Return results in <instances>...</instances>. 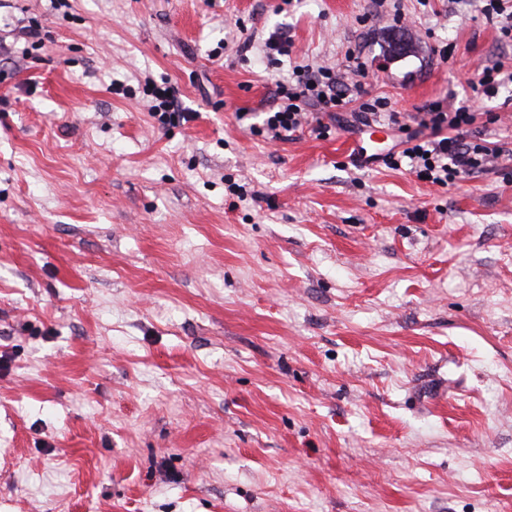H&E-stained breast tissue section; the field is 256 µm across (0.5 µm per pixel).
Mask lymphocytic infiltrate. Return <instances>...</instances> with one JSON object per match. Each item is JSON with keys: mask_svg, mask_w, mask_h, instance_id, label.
<instances>
[{"mask_svg": "<svg viewBox=\"0 0 512 512\" xmlns=\"http://www.w3.org/2000/svg\"><path fill=\"white\" fill-rule=\"evenodd\" d=\"M347 60L356 81H346L344 74L332 67L296 66L292 83L277 87L279 103L268 112L258 135L272 140L291 137L309 114L336 119L355 102L359 105L353 113L356 123L366 126L380 121L398 137L384 158L385 165L394 170L408 168L439 187L455 186L466 176L488 170L491 163L504 156L498 143L481 136L466 138L465 128L476 121L475 113L466 107L452 109L441 101L429 103L413 126L391 108L387 98L365 99L360 81L365 70L355 53H348ZM147 92L152 98L149 110L160 123L179 125L195 119V112L181 106L174 88L167 84L148 83ZM427 129L432 130V137H424Z\"/></svg>", "mask_w": 512, "mask_h": 512, "instance_id": "lymphocytic-infiltrate-1", "label": "lymphocytic infiltrate"}]
</instances>
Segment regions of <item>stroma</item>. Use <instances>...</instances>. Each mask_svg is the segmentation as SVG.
Here are the masks:
<instances>
[{
    "instance_id": "obj_1",
    "label": "stroma",
    "mask_w": 512,
    "mask_h": 512,
    "mask_svg": "<svg viewBox=\"0 0 512 512\" xmlns=\"http://www.w3.org/2000/svg\"><path fill=\"white\" fill-rule=\"evenodd\" d=\"M403 4L0 0V512H512V160L446 189L359 124L248 129L353 50L369 96L512 150V85H469L512 45ZM147 96L152 97L150 112L157 117L160 123L168 125L186 124L198 117L187 107H182L175 95L174 88L162 81L160 85L155 82L147 84Z\"/></svg>"
}]
</instances>
